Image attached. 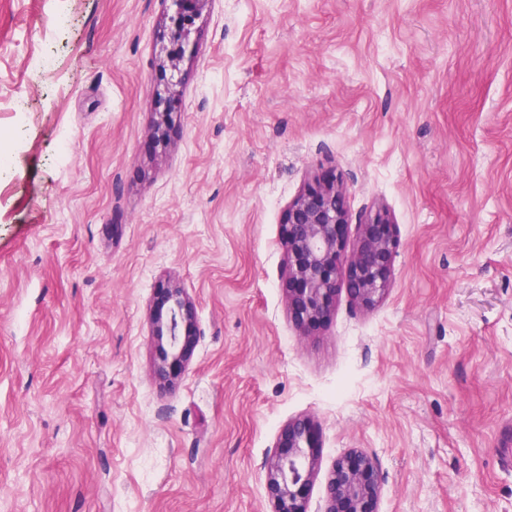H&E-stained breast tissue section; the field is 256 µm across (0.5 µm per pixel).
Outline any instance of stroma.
<instances>
[{
	"label": "stroma",
	"instance_id": "obj_1",
	"mask_svg": "<svg viewBox=\"0 0 512 512\" xmlns=\"http://www.w3.org/2000/svg\"><path fill=\"white\" fill-rule=\"evenodd\" d=\"M0 0V512H272L288 420L380 512H512V0ZM171 122L165 142L155 126ZM335 171L363 309L292 322L288 206ZM197 339L175 388L155 289ZM155 309L167 308L169 316L166 321L155 318L153 325L157 334L163 331L168 336V348L157 365L158 379L168 386H173L182 369L188 364L194 336L189 333L181 336L180 328L189 331L196 322V310L192 300L183 288H158L153 296Z\"/></svg>",
	"mask_w": 512,
	"mask_h": 512
}]
</instances>
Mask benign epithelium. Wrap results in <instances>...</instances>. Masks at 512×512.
Returning a JSON list of instances; mask_svg holds the SVG:
<instances>
[{"mask_svg":"<svg viewBox=\"0 0 512 512\" xmlns=\"http://www.w3.org/2000/svg\"><path fill=\"white\" fill-rule=\"evenodd\" d=\"M347 191L335 174L300 191L288 205L282 244L288 256L284 281L288 310L297 327L309 332L327 321L336 296L344 291L362 308L381 302L389 287L398 240L386 213L377 211L358 224L355 248L345 253ZM153 306L167 309L153 322L166 332L168 348L157 365L158 379L172 386L191 356L193 336L180 328L195 325L196 310L181 288H158ZM317 447L306 418L288 421L266 463L265 495L272 512H308ZM380 479L373 457L354 452L333 464L317 512H379Z\"/></svg>","mask_w":512,"mask_h":512,"instance_id":"7a95c632","label":"benign epithelium"}]
</instances>
